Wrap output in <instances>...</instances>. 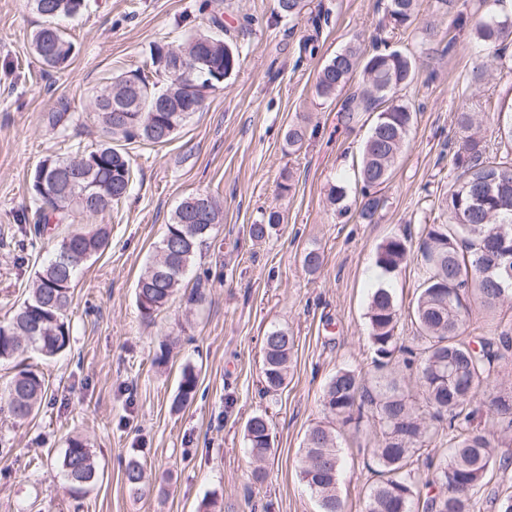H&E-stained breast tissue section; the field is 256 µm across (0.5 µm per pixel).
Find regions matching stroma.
<instances>
[{
    "instance_id": "stroma-1",
    "label": "stroma",
    "mask_w": 512,
    "mask_h": 512,
    "mask_svg": "<svg viewBox=\"0 0 512 512\" xmlns=\"http://www.w3.org/2000/svg\"><path fill=\"white\" fill-rule=\"evenodd\" d=\"M200 0H91L66 22L76 46L67 68L55 71L35 59L31 37L43 19L26 0H0V318L19 305L34 270L48 258L63 227L32 239L19 222L31 204L30 176L47 156L68 145L49 126L58 100L81 114L84 144L97 141L90 101L122 72L145 69L149 48L179 44L206 29ZM389 0H310L326 20L313 28L308 14L277 17L276 0H213L227 41L242 58L238 73L206 98L201 109L169 142L130 145L135 171L131 196L97 216L111 228L109 247L83 263L70 310L71 347L46 359L26 356L49 388L27 421L0 418V512H318L297 471L306 430L323 421L322 391L344 366L370 373L366 311L374 288L393 292L409 314L421 260L386 274L375 264L378 246L405 231L420 239L423 225L457 172L450 142L456 114L481 105V132L495 139L498 113L512 103V73L500 70L462 31L444 49L425 30L436 23L434 0H420L409 28L391 33L392 48L419 51L414 82L401 91L417 118L374 223L357 217L361 197L353 166L375 118L364 112L346 122L341 108L358 88L348 84L335 99L314 92L316 72L351 42L371 49ZM252 16V26L242 24ZM319 34V54L300 59L299 41ZM308 125L300 155L283 140L289 124ZM293 188L283 193L284 174ZM346 187V213L327 202L330 186ZM218 195L224 220L203 245L192 276L167 308L146 321L135 304V286L154 255L166 224L189 194ZM279 210L281 224L254 239L251 224L262 210ZM318 251L323 264L309 273L303 258ZM201 301H189L191 288ZM294 338L288 385L260 391L262 338L271 327ZM171 345L167 363L152 358ZM198 375L195 398L175 408L185 367ZM268 414L274 439L264 482H254L243 439L247 419ZM344 512H365L364 492L374 476L365 466L378 434L370 424L340 429ZM81 436L100 470L83 497L65 489L61 459L71 436ZM146 468L143 495L128 490L123 467L129 457Z\"/></svg>"
}]
</instances>
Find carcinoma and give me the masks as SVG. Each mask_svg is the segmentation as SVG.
Here are the masks:
<instances>
[{
	"label": "carcinoma",
	"instance_id": "obj_1",
	"mask_svg": "<svg viewBox=\"0 0 512 512\" xmlns=\"http://www.w3.org/2000/svg\"><path fill=\"white\" fill-rule=\"evenodd\" d=\"M46 19L32 35L34 53L42 65L65 69L74 45L54 24L59 18H75L89 7L88 0H28ZM306 0H277V15L294 18ZM441 18L453 14L450 28L467 27V16L452 13L454 0H436ZM417 19V0H390L383 28L406 29ZM476 43L488 50L501 68H507L504 46L512 40V20L491 15L473 29ZM183 54L210 59L191 79L167 70L163 46L150 49L149 71H130L112 78L92 97L99 141L90 149L74 144L68 157L49 156L35 168L32 180L33 213L20 220L30 225L34 238L52 224H73L79 217H93L126 199L134 184L128 151L114 147L140 143L162 145L174 137L190 113L185 100L204 102L219 79L233 76L240 67L237 49L224 41V23L213 15L207 31H199L180 43ZM418 57L397 49L368 53L361 46L345 47L319 68L314 86L321 99H331L356 75L362 76L360 92L347 99L342 111L374 112L376 118L364 142L357 168L361 204L358 218L375 220L383 199L375 189L392 177L394 166L414 125L416 112L397 92L417 74ZM132 90L134 111L117 117L109 110L114 92ZM80 121L62 99L52 115V127L63 138L69 126ZM460 140L452 150L458 171L441 202L439 222L424 227L420 245L422 282L413 302L410 323L413 346L404 344L399 327L401 314L390 289L372 293L366 312L368 338L374 351V372L367 377L343 367L326 384L322 402L337 422L346 425L368 418L378 425L377 447L372 449L377 476L365 491L366 512H512V457L499 455V439L512 435V379L503 378L500 362L512 349V320H499L490 335L467 334L466 299H475L483 310L494 312L512 299V273L501 265L497 248L512 250V164L498 158V149L480 134L476 109L457 113ZM306 126L292 123L284 134L288 149L297 152L306 140ZM79 157L93 163L77 168ZM205 224H189L196 196H188L175 209L171 222L142 269L135 288L140 315L152 318L181 290L184 276L197 250L222 223L223 214L214 195ZM281 215L271 211L266 222L253 224L251 235L261 240L267 227ZM106 224H85L62 237L52 258L29 285L28 297L0 321V363H15L16 372L0 390V412L16 421L30 418L39 408L46 386L43 375L19 362L29 352L54 357L70 344L74 282L79 267L101 255L109 245ZM408 235L396 234L378 246L375 264L394 273L409 258ZM294 348L293 337L283 328H272L263 337L261 392L274 393L287 385ZM198 375L183 369L175 404L190 402L197 391ZM486 410L496 428L473 426L475 416ZM267 416L250 417L244 426L249 456L263 462L272 444L266 434ZM448 439V452L438 443ZM68 493L78 498L97 480L92 451L80 437L67 442L62 459ZM343 459L336 429L325 423L305 433L298 478L318 499L320 512H343L339 485ZM495 472L499 490L487 492L489 472ZM124 480L133 494L144 489V469L129 459Z\"/></svg>",
	"mask_w": 512,
	"mask_h": 512
}]
</instances>
